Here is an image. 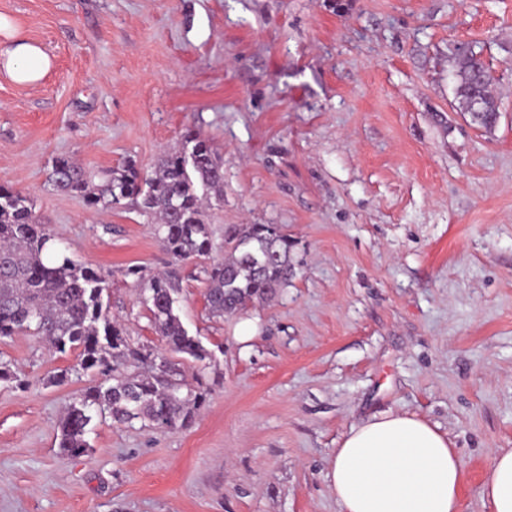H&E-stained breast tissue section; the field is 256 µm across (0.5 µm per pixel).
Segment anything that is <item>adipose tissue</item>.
I'll return each mask as SVG.
<instances>
[{
	"mask_svg": "<svg viewBox=\"0 0 512 512\" xmlns=\"http://www.w3.org/2000/svg\"><path fill=\"white\" fill-rule=\"evenodd\" d=\"M52 59L0 14V71L39 84ZM340 512H461L462 462L446 434L413 414L387 413L350 429L331 463ZM480 494L512 512V449L493 452Z\"/></svg>",
	"mask_w": 512,
	"mask_h": 512,
	"instance_id": "ef3b65f1",
	"label": "adipose tissue"
}]
</instances>
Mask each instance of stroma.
Segmentation results:
<instances>
[{
    "label": "stroma",
    "instance_id": "stroma-1",
    "mask_svg": "<svg viewBox=\"0 0 512 512\" xmlns=\"http://www.w3.org/2000/svg\"><path fill=\"white\" fill-rule=\"evenodd\" d=\"M46 47L39 85L0 72V185L27 194L77 261L111 271L107 303L163 349L126 270H172L179 315L211 357L175 358L206 403L186 429L97 420L63 454L65 407L98 376L40 337L0 338V512H339L330 464L351 427L417 415L463 463L461 512L512 449V0H0ZM472 47L503 112L457 108L449 60ZM223 160L207 212L213 259L229 224H280L297 275L224 319L203 263H171L131 201L93 209L57 191L68 157L92 179L152 171L186 129Z\"/></svg>",
    "mask_w": 512,
    "mask_h": 512
}]
</instances>
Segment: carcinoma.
<instances>
[{"label":"carcinoma","mask_w":512,"mask_h":512,"mask_svg":"<svg viewBox=\"0 0 512 512\" xmlns=\"http://www.w3.org/2000/svg\"><path fill=\"white\" fill-rule=\"evenodd\" d=\"M451 62L461 113L475 128L492 132L501 118L495 76L469 48L456 50ZM51 181L60 192L82 195L93 208L133 201L141 213L157 219L158 245L175 262L211 254L206 208L211 197H221L224 170L214 145L198 131H186L179 149L150 174L129 163L102 173L95 186L81 167L59 158ZM224 241V260L204 269V299L214 317L272 300L295 274V240L278 224L229 225ZM126 275L142 286L143 308L165 353L198 362L209 358L177 313L181 287L174 274L131 267ZM110 285L108 274L64 253L26 194L0 185V337L31 332L59 353L79 351L73 371L105 376L75 398L60 420L58 447L70 455L87 452L86 435L98 416L118 425L187 429L205 403L201 391L182 392L165 353L131 343L126 329L112 320L104 305Z\"/></svg>","instance_id":"cac0c4a2"}]
</instances>
